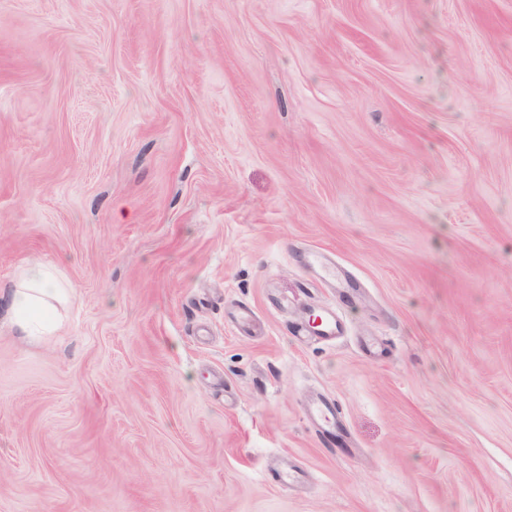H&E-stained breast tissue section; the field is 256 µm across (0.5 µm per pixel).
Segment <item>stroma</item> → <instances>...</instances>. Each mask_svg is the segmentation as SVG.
I'll return each instance as SVG.
<instances>
[{
  "label": "stroma",
  "mask_w": 512,
  "mask_h": 512,
  "mask_svg": "<svg viewBox=\"0 0 512 512\" xmlns=\"http://www.w3.org/2000/svg\"><path fill=\"white\" fill-rule=\"evenodd\" d=\"M33 261L0 512H512V0H0ZM67 288H63L55 271L45 264L26 267L25 284L0 290V304L6 309L13 332L23 339L34 338L50 331L51 321L56 313L55 302L66 298ZM315 316L320 319L319 324L313 326L309 319L310 326L302 328L305 333L318 336L320 338L329 339L336 336V334L341 331V324L336 318V315L333 313L324 311L315 314ZM310 412L318 421L321 432L330 435L336 429V404L334 402H320L312 405Z\"/></svg>",
  "instance_id": "stroma-1"
}]
</instances>
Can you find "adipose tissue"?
I'll return each instance as SVG.
<instances>
[{
  "label": "adipose tissue",
  "mask_w": 512,
  "mask_h": 512,
  "mask_svg": "<svg viewBox=\"0 0 512 512\" xmlns=\"http://www.w3.org/2000/svg\"><path fill=\"white\" fill-rule=\"evenodd\" d=\"M67 295L66 288L45 264H33L25 271V283L0 293L13 332L24 339L50 331L57 302Z\"/></svg>",
  "instance_id": "obj_1"
}]
</instances>
